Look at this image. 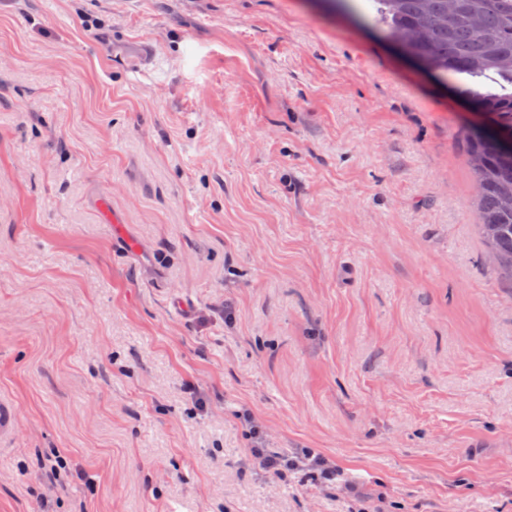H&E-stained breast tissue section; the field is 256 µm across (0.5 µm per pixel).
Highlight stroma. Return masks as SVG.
<instances>
[{
    "mask_svg": "<svg viewBox=\"0 0 512 512\" xmlns=\"http://www.w3.org/2000/svg\"><path fill=\"white\" fill-rule=\"evenodd\" d=\"M373 5L0 0V512H512L485 120ZM252 456L260 469L273 472L279 477H285L288 471H303L316 474L326 484L336 477V467L331 466L320 452L313 449L305 451L300 460H288L278 453L270 452L268 448H252Z\"/></svg>",
    "mask_w": 512,
    "mask_h": 512,
    "instance_id": "35a3bbf8",
    "label": "stroma"
}]
</instances>
